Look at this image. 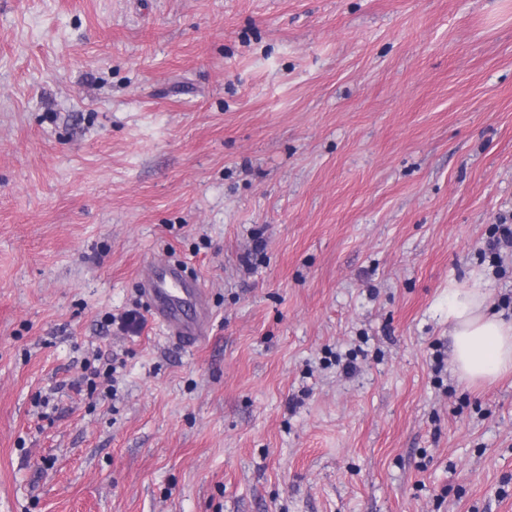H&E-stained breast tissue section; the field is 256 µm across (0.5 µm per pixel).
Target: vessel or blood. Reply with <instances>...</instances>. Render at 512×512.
Segmentation results:
<instances>
[{"label": "vessel or blood", "mask_w": 512, "mask_h": 512, "mask_svg": "<svg viewBox=\"0 0 512 512\" xmlns=\"http://www.w3.org/2000/svg\"><path fill=\"white\" fill-rule=\"evenodd\" d=\"M140 291L152 317L171 339L187 349L205 341L211 316L207 292L181 264L164 260L150 263Z\"/></svg>", "instance_id": "vessel-or-blood-1"}]
</instances>
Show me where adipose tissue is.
<instances>
[{
    "label": "adipose tissue",
    "instance_id": "obj_1",
    "mask_svg": "<svg viewBox=\"0 0 512 512\" xmlns=\"http://www.w3.org/2000/svg\"><path fill=\"white\" fill-rule=\"evenodd\" d=\"M452 362L468 381H487L512 371V318L492 311L481 281L448 291Z\"/></svg>",
    "mask_w": 512,
    "mask_h": 512
}]
</instances>
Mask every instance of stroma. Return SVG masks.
I'll return each instance as SVG.
<instances>
[{
	"label": "stroma",
	"instance_id": "stroma-1",
	"mask_svg": "<svg viewBox=\"0 0 512 512\" xmlns=\"http://www.w3.org/2000/svg\"><path fill=\"white\" fill-rule=\"evenodd\" d=\"M504 222L512 0H0V512H512ZM140 291L152 317L171 339L186 349L206 340L211 316L207 292L181 264L164 260L150 263ZM448 335L453 365L463 379L487 381L512 371V318L489 308L480 279L448 288Z\"/></svg>",
	"mask_w": 512,
	"mask_h": 512
}]
</instances>
